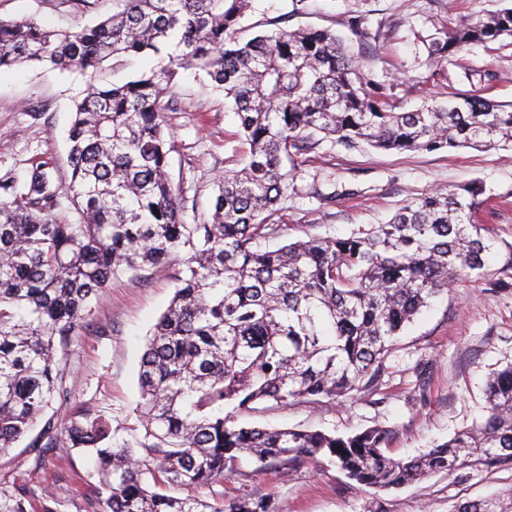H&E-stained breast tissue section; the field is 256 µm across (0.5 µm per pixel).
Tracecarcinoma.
Wrapping results in <instances>:
<instances>
[{
    "instance_id": "cac0c4a2",
    "label": "carcinoma",
    "mask_w": 512,
    "mask_h": 512,
    "mask_svg": "<svg viewBox=\"0 0 512 512\" xmlns=\"http://www.w3.org/2000/svg\"><path fill=\"white\" fill-rule=\"evenodd\" d=\"M114 2L112 16L79 31L0 19V69L156 60L76 104L66 190L47 162L0 181V454L26 437L42 467L54 448L78 450L99 478L101 512H270L262 499L172 494L222 483L245 459L285 473L326 460L378 490L512 465V366L487 379L483 421L410 460L390 456L393 430L381 425L336 437L239 422L261 402L317 404L378 386L404 326L453 285L512 291V243L482 235L476 218L480 183L428 193L362 235L258 249L280 235L286 162L319 134L384 151L509 144L512 108L474 93L396 112L329 29L232 40L249 0ZM507 38L512 7L430 38L429 61L442 69L469 45ZM189 69L223 88L248 145L201 224L183 223L168 172L164 91ZM145 269L167 272L175 291L140 362V454L114 442L100 413L74 408L60 425L49 410L71 405L58 350L114 274ZM27 503L23 488L0 490V512Z\"/></svg>"
}]
</instances>
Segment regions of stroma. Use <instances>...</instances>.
Instances as JSON below:
<instances>
[{
	"label": "stroma",
	"instance_id": "1",
	"mask_svg": "<svg viewBox=\"0 0 512 512\" xmlns=\"http://www.w3.org/2000/svg\"><path fill=\"white\" fill-rule=\"evenodd\" d=\"M236 40L266 31L313 27L341 36L360 73L378 83L390 105L411 112L424 101L447 102L482 92L512 104V44H475L445 70L430 66L425 40L504 8V0H251ZM112 0L77 12L60 0H0V18L78 31L111 15ZM362 16L360 29L349 20ZM150 61L108 59L92 73L27 65L0 71V180H21L36 161L49 162L56 180L69 184L67 132L89 85L127 81ZM165 120L172 136L169 172L184 199V220L204 221L224 174L240 170L246 145L224 92L202 72H180L167 90ZM288 188L275 223L282 241L309 235L347 237L387 223L403 205L438 189L478 181L489 199L478 218L485 236L512 243V147L479 146L438 151H380L345 146L334 138L294 156ZM174 294L173 282L151 271L116 274L92 302L88 324L67 351L72 402L104 414L130 446L142 431L137 373L153 325ZM512 365V292L459 285L435 298L408 324L384 363L377 390L346 401L262 404L246 415L261 427H304L346 436L374 424L395 430L391 454L411 458L448 441L484 417L488 377ZM54 480L44 478L33 454L16 445L0 455V488L26 487L29 512L54 498L58 512H88L98 477L82 455L56 449ZM512 466L437 473L398 490L367 492L334 464L311 463L283 475L249 465L243 474L209 488L198 499L262 498L272 512H456L464 502L512 507Z\"/></svg>",
	"mask_w": 512,
	"mask_h": 512
}]
</instances>
